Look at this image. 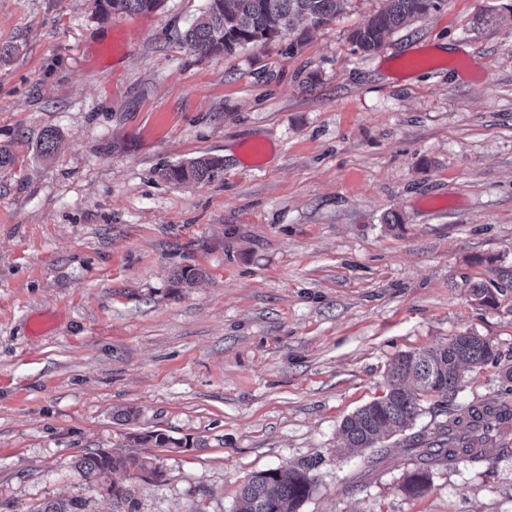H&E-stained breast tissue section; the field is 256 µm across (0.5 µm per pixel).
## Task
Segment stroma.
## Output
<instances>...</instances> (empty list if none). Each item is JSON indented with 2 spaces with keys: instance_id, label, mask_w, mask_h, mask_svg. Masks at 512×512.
I'll use <instances>...</instances> for the list:
<instances>
[{
  "instance_id": "35a3bbf8",
  "label": "stroma",
  "mask_w": 512,
  "mask_h": 512,
  "mask_svg": "<svg viewBox=\"0 0 512 512\" xmlns=\"http://www.w3.org/2000/svg\"><path fill=\"white\" fill-rule=\"evenodd\" d=\"M205 5L0 0V512H112L74 461L158 429L202 445L146 451L164 477L139 482L137 512H231L252 474L305 465L298 512H512V421L418 497L403 436L377 456L339 432L397 354L466 332L498 363L412 432L512 404V0H442L371 53L350 38L381 0H343L320 27L201 56L181 34ZM206 154L212 181L165 178ZM161 0H94L96 12L103 17L112 12H150L157 9ZM36 512H92L89 500L82 497L59 499L44 503Z\"/></svg>"
}]
</instances>
